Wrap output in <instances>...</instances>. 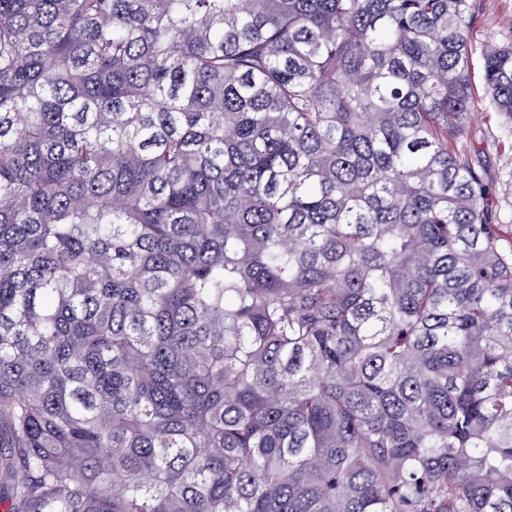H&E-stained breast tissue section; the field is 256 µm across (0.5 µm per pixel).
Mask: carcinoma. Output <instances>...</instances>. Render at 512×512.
I'll use <instances>...</instances> for the list:
<instances>
[{"label":"carcinoma","instance_id":"carcinoma-1","mask_svg":"<svg viewBox=\"0 0 512 512\" xmlns=\"http://www.w3.org/2000/svg\"><path fill=\"white\" fill-rule=\"evenodd\" d=\"M471 0H0L5 512H512V247ZM482 62L477 53L473 57L472 82L476 86L477 101L473 107L472 131L457 140V147L476 152L481 160L485 182L492 190L497 216L509 224L504 245L511 246L512 225V120L494 112L483 96Z\"/></svg>","mask_w":512,"mask_h":512}]
</instances>
